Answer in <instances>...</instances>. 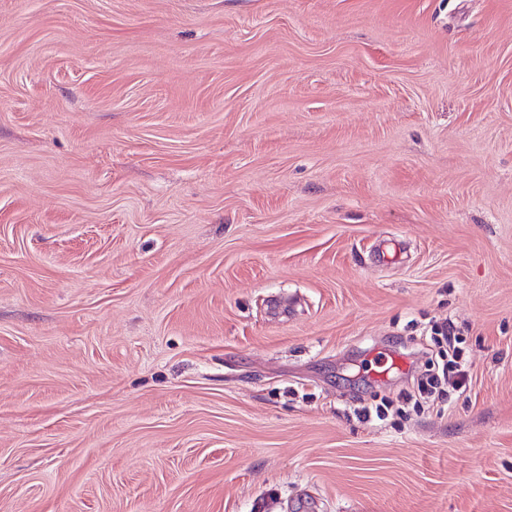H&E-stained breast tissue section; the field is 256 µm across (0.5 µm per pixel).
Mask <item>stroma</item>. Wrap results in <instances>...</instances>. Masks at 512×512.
<instances>
[{
  "mask_svg": "<svg viewBox=\"0 0 512 512\" xmlns=\"http://www.w3.org/2000/svg\"><path fill=\"white\" fill-rule=\"evenodd\" d=\"M0 512H512V0H0ZM441 336L444 340L448 341V357H451V359L448 360L447 369L449 365V367L453 369L452 371H455V374L458 376L457 386L459 388L466 389L468 384V373L467 370L464 369V363L459 360L460 356L454 345L455 341L457 340L456 336L450 327H448V329L445 328L443 332H441Z\"/></svg>",
  "mask_w": 512,
  "mask_h": 512,
  "instance_id": "35a3bbf8",
  "label": "stroma"
}]
</instances>
